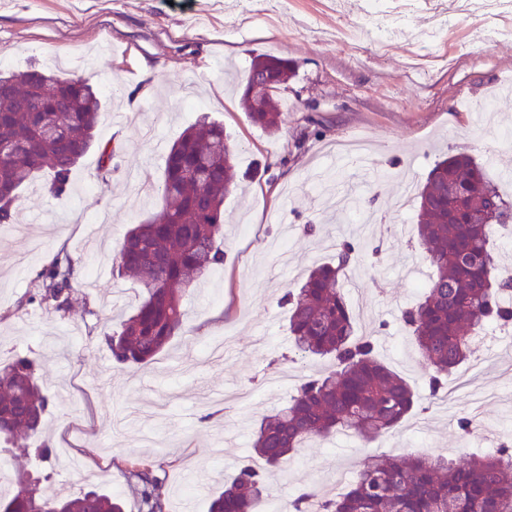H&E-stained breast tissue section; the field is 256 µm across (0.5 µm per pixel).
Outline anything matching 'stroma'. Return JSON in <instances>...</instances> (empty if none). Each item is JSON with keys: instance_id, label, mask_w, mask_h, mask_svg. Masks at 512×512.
<instances>
[{"instance_id": "stroma-1", "label": "stroma", "mask_w": 512, "mask_h": 512, "mask_svg": "<svg viewBox=\"0 0 512 512\" xmlns=\"http://www.w3.org/2000/svg\"><path fill=\"white\" fill-rule=\"evenodd\" d=\"M0 66L88 79L102 101L95 146L71 174L66 196L40 173L20 194L16 228H0V362L35 352L51 404L43 435L54 450L45 491L89 490L90 478L137 512L122 475L145 458L165 470L169 512H207L221 479L252 457L255 423L282 405L301 379L327 361H289L288 311L280 298L301 274L328 261L345 238L364 256L348 287L373 311L359 320L379 356L429 404L428 367L402 309L424 290L411 265L415 210L397 211L404 180L423 184L438 149L465 151L502 182L512 148V0H0ZM288 60V109L279 131L250 123L242 89L226 71L253 56ZM223 122L240 182L224 200V266L184 299L183 332L148 365L117 368L105 336L130 316L136 280L112 272L130 225L162 208L155 191L166 153L201 117ZM361 141L369 162L328 150ZM116 148L120 169L98 174L99 148ZM354 202L368 231L329 222L331 204ZM315 225L313 235L303 232ZM82 257L87 305L68 314L18 308L31 278L59 248ZM484 386L498 395L482 409L489 425L512 429V358L491 364ZM94 448L81 471L61 460ZM444 417L424 410L363 447L351 435L307 441L273 478L279 500L303 485L354 479L370 453L389 456L494 452Z\"/></svg>"}]
</instances>
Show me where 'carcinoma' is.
I'll use <instances>...</instances> for the list:
<instances>
[{
    "instance_id": "obj_1",
    "label": "carcinoma",
    "mask_w": 512,
    "mask_h": 512,
    "mask_svg": "<svg viewBox=\"0 0 512 512\" xmlns=\"http://www.w3.org/2000/svg\"><path fill=\"white\" fill-rule=\"evenodd\" d=\"M31 70L0 74V140L20 141L26 150L0 157V186L20 190L48 169L47 191L66 194L70 173L94 143L102 112L96 91L81 78H58ZM282 81L267 87L269 111L246 109L250 122L268 133L281 123ZM39 99L51 112H29ZM228 137L224 124L203 117L187 127L165 158L163 180L155 190L162 209L131 227L114 259L117 272L139 278L143 297L135 312L105 336L117 366L147 364L161 353L185 322L182 298L193 286L224 265V198L235 186L233 162L224 159ZM115 150L100 148L99 175L112 172ZM415 246L432 269L423 298L402 312L429 368L428 388L436 397L448 372L474 353L479 329L512 322V276L494 259L490 228L512 223V202L487 176L483 163L453 154L435 162L416 194ZM17 202L0 203V226L16 223ZM80 260L62 249L30 281L18 307L37 303L62 315L86 303L76 286ZM359 264V249L349 240L334 244L333 262L312 268L282 297L288 306V331L294 361L330 357L335 368L307 377L283 405L262 417L252 443L267 470H276L311 438L336 433L368 445L399 429L418 407L408 383L378 361L373 340L357 335L356 318L342 291ZM39 360L18 354L0 367V440L40 433L49 404L39 384ZM51 460L44 443L14 472V490L0 494V512H123L118 497L87 491L37 493L32 472ZM138 512H167L166 478L147 460L123 471ZM275 488L249 465L224 482L209 512H255ZM512 512V449L506 446L463 463L443 455L362 459L346 492L322 497L319 487L305 486L281 505L282 512Z\"/></svg>"
}]
</instances>
